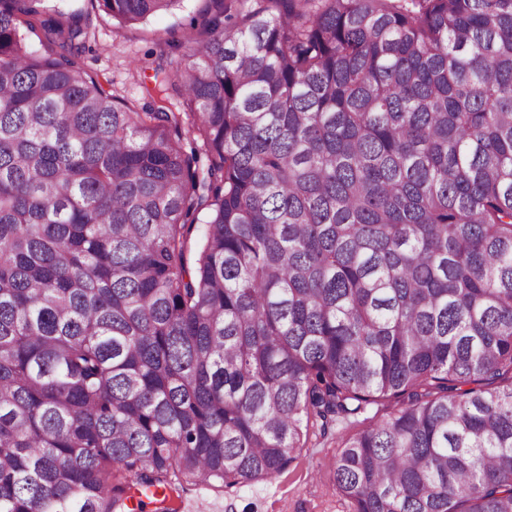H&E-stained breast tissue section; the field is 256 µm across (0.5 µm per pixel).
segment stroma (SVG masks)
I'll return each instance as SVG.
<instances>
[{
  "label": "stroma",
  "instance_id": "stroma-1",
  "mask_svg": "<svg viewBox=\"0 0 512 512\" xmlns=\"http://www.w3.org/2000/svg\"><path fill=\"white\" fill-rule=\"evenodd\" d=\"M42 7L89 17V34L79 57L82 73L138 108L145 102L146 87L153 84L155 67L173 70L182 63L174 42L215 10L212 0H181L168 13L122 26L103 11L98 0H44ZM340 446L339 433L311 435L282 474L221 492L191 485L177 505L180 512H351L332 479Z\"/></svg>",
  "mask_w": 512,
  "mask_h": 512
}]
</instances>
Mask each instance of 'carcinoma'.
Segmentation results:
<instances>
[{"instance_id": "cac0c4a2", "label": "carcinoma", "mask_w": 512, "mask_h": 512, "mask_svg": "<svg viewBox=\"0 0 512 512\" xmlns=\"http://www.w3.org/2000/svg\"><path fill=\"white\" fill-rule=\"evenodd\" d=\"M40 2L0 0V512H178L359 415L351 512H512V0H215L141 110Z\"/></svg>"}]
</instances>
